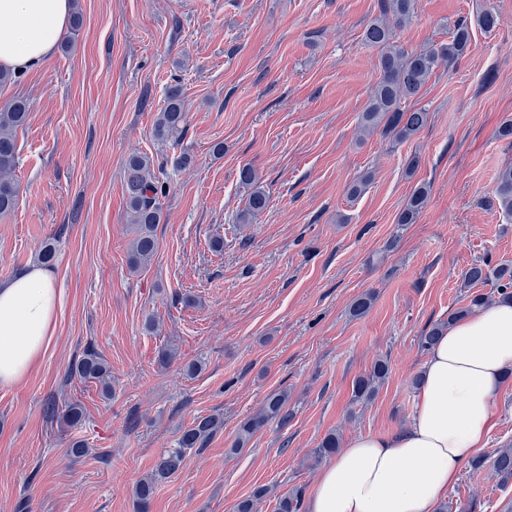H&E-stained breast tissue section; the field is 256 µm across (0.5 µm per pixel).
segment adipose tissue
I'll list each match as a JSON object with an SVG mask.
<instances>
[{
	"label": "adipose tissue",
	"mask_w": 512,
	"mask_h": 512,
	"mask_svg": "<svg viewBox=\"0 0 512 512\" xmlns=\"http://www.w3.org/2000/svg\"><path fill=\"white\" fill-rule=\"evenodd\" d=\"M71 13V0H0V67L44 65ZM56 318V288L42 268L0 284V385L36 366ZM511 368L512 300L453 322L425 360L409 427L350 440L318 476L310 512H435L462 463L485 448Z\"/></svg>",
	"instance_id": "adipose-tissue-1"
}]
</instances>
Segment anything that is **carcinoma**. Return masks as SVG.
<instances>
[{
  "instance_id": "carcinoma-1",
  "label": "carcinoma",
  "mask_w": 512,
  "mask_h": 512,
  "mask_svg": "<svg viewBox=\"0 0 512 512\" xmlns=\"http://www.w3.org/2000/svg\"><path fill=\"white\" fill-rule=\"evenodd\" d=\"M379 16L364 31L366 45L378 50L379 78L372 88L369 103L362 114L361 131L381 134L396 142H403L418 133L428 121V110L423 106L404 107L407 100H420L423 89L433 73L445 64L465 56L471 48L472 33L468 22L454 23L451 40L447 43L431 44L418 50L408 51L399 42L397 31L412 17V0H378ZM27 99L17 97L0 109V215L12 212L18 202L19 186L14 173L18 161L17 130L24 127L29 119ZM186 112L182 90L179 84L169 86L165 105L158 112L153 127L154 136L166 140L182 133L186 124ZM239 178L250 189L245 208L239 213L238 221L252 223L269 204V194L261 183L257 170L251 165L240 169ZM124 189L129 220L132 224L133 240L128 255L129 268L138 270L147 264L157 250L156 228L163 220L161 198L167 194V179L155 173L152 158L141 152L128 157L124 169ZM497 206L512 214V165L499 171L493 189ZM428 187L421 184L409 196L397 217L399 224H413L425 207ZM493 282L499 298L512 299V265L499 264L494 267L487 263L470 267L464 275L465 286ZM489 296L472 293L467 305L448 314V320L434 325L419 339L423 350L430 349L447 330L450 322L473 313L485 306ZM373 304V294L365 292L355 298L349 311L354 317L365 315ZM79 377L96 380L103 384L105 396H112L108 384L109 366L105 359L93 350L79 360L75 367ZM389 372L386 360H376L370 371L357 377L352 385V397L357 402H368L378 392ZM48 412L66 425L81 421L83 409L71 403L57 411L48 406ZM293 413L288 410V392L279 391L269 395L262 407L240 424L234 449L245 447L254 434L270 422L281 427L288 425ZM224 428V417L219 414L198 416L181 431L177 447L162 455L151 472L142 478L133 489L136 512H148L150 501L158 484L167 481L181 469L186 455L199 452L206 443ZM340 436L327 434L314 450V462L339 452ZM490 469L506 485L512 480V446L498 449L490 458ZM271 494L267 486L256 488L242 499L236 512H256L260 501ZM300 492L295 490L277 498L276 512H299Z\"/></svg>"
}]
</instances>
